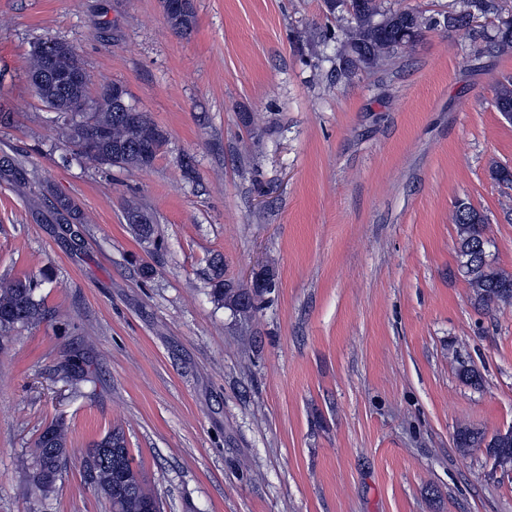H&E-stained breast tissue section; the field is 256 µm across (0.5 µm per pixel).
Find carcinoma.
I'll return each mask as SVG.
<instances>
[{"label": "carcinoma", "mask_w": 512, "mask_h": 512, "mask_svg": "<svg viewBox=\"0 0 512 512\" xmlns=\"http://www.w3.org/2000/svg\"><path fill=\"white\" fill-rule=\"evenodd\" d=\"M347 11L350 15L345 29V40L336 46V59L347 60L346 66L336 69V76L346 77L359 68L375 65V58L389 57L418 41L426 31L437 26V19L421 13L386 9L382 0H337L329 13ZM498 14V0H454L444 14L446 27L465 29L471 42L485 44L500 52L512 50V21H501L494 35L471 28L470 22L478 16ZM167 23L178 35H190L196 26L193 5L184 12H165ZM64 48V63L72 70L82 66L74 49L60 41L46 40L36 46L28 76L40 68L43 52ZM35 93L47 107L58 112L50 117L65 136L72 151L99 165L124 170H144L153 166L167 141L166 133L156 126L144 112L118 111L112 86L107 85L92 96L89 87L63 94L51 83L37 86ZM494 106L497 111L512 113V77L499 81L495 88ZM0 172L17 180L25 179L26 172L14 157L0 156ZM51 213L57 224L81 223L80 209L68 197L54 195L49 200ZM458 270L471 290L474 304L512 301V273L497 267L491 258L490 240L485 234L486 215L471 203L463 201L455 209ZM212 295L215 301L237 312L259 309V303L272 287V273L261 272L262 278L237 289L226 287L220 267L214 266ZM49 279L25 276L0 284V339L7 338L19 327H36L45 322L50 313L37 290ZM456 447L512 448L497 437L486 438L473 428L456 430ZM30 467L26 477L41 495L55 492L56 482L68 460L67 430L64 422L52 421L38 436L30 452ZM85 479L109 501L112 512H149L156 498L146 489V480L126 448L123 431L113 429L92 443L82 461Z\"/></svg>", "instance_id": "cac0c4a2"}]
</instances>
